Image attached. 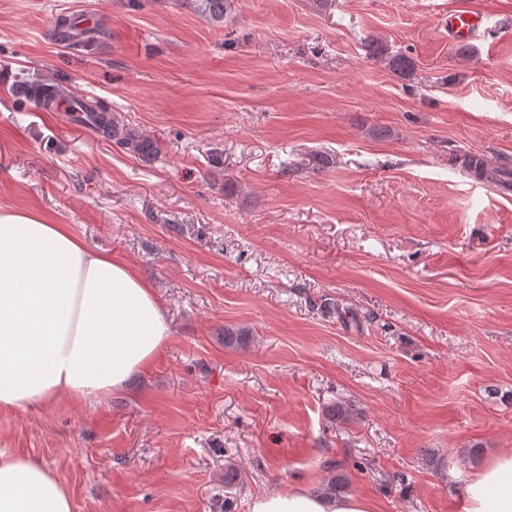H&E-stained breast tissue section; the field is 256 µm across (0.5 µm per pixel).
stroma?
Here are the masks:
<instances>
[{"instance_id": "obj_1", "label": "stroma", "mask_w": 512, "mask_h": 512, "mask_svg": "<svg viewBox=\"0 0 512 512\" xmlns=\"http://www.w3.org/2000/svg\"><path fill=\"white\" fill-rule=\"evenodd\" d=\"M82 15L104 36L69 47ZM49 79L159 158L13 94ZM471 155L512 170V0H233L219 26L190 0H0V211L110 251L170 327L128 392L0 416V448L74 512H250L334 475L379 512H462L512 448V198ZM479 16L470 10H458L451 15L449 34L457 43L470 42L480 24ZM368 45L372 50L370 54L377 57L380 56L379 58L381 59L384 58L385 64L391 72L400 76H406L412 69V62L407 57L399 54L383 57L384 50L378 45L377 41L371 40ZM91 105L92 107H84L85 111L77 117L78 121L92 127L118 147L138 155L144 161L150 162L158 157L160 148L156 141L125 124L106 107L100 104Z\"/></svg>"}]
</instances>
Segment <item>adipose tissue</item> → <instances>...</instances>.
Returning a JSON list of instances; mask_svg holds the SVG:
<instances>
[{
    "label": "adipose tissue",
    "instance_id": "obj_1",
    "mask_svg": "<svg viewBox=\"0 0 512 512\" xmlns=\"http://www.w3.org/2000/svg\"><path fill=\"white\" fill-rule=\"evenodd\" d=\"M170 329L151 286L66 224L0 211V414L125 391L164 350ZM0 512H73L62 478L0 449ZM251 512H374L362 497L299 487L256 498ZM464 512H512V451L489 458L465 489Z\"/></svg>",
    "mask_w": 512,
    "mask_h": 512
}]
</instances>
